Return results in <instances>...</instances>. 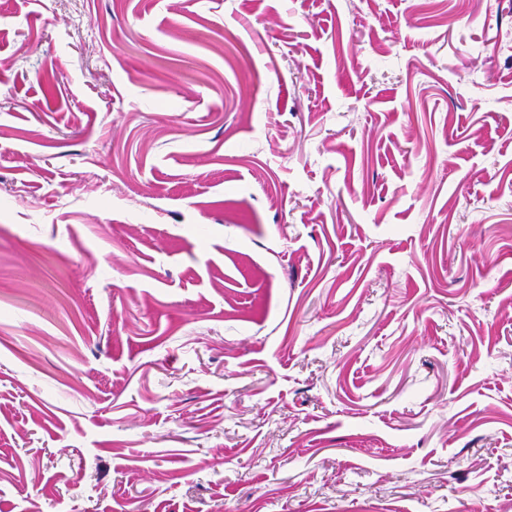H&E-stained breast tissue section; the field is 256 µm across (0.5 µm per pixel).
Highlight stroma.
Instances as JSON below:
<instances>
[{"instance_id": "1", "label": "stroma", "mask_w": 512, "mask_h": 512, "mask_svg": "<svg viewBox=\"0 0 512 512\" xmlns=\"http://www.w3.org/2000/svg\"><path fill=\"white\" fill-rule=\"evenodd\" d=\"M0 512H512V0H0Z\"/></svg>"}]
</instances>
